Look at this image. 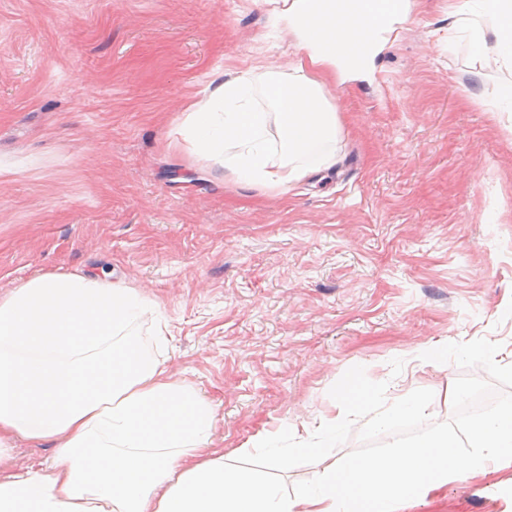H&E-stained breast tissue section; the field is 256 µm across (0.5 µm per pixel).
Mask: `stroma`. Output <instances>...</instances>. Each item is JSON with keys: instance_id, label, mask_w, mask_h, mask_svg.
Returning <instances> with one entry per match:
<instances>
[{"instance_id": "stroma-1", "label": "stroma", "mask_w": 512, "mask_h": 512, "mask_svg": "<svg viewBox=\"0 0 512 512\" xmlns=\"http://www.w3.org/2000/svg\"><path fill=\"white\" fill-rule=\"evenodd\" d=\"M451 23L448 0H413L370 81L325 88L335 165L282 190L170 145L212 69L299 57L266 0H0V296L56 272L137 289L145 351L215 407L225 460L260 472L247 442L334 416L356 366L379 413L449 379L512 405V369L485 353L512 344V118L478 104L501 76H473ZM433 343L448 371L419 358ZM467 424L438 403L327 453ZM511 478L404 512H512Z\"/></svg>"}]
</instances>
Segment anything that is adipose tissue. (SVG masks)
<instances>
[{"label":"adipose tissue","instance_id":"1","mask_svg":"<svg viewBox=\"0 0 512 512\" xmlns=\"http://www.w3.org/2000/svg\"><path fill=\"white\" fill-rule=\"evenodd\" d=\"M268 2L300 57L285 70L259 61L214 72L178 132L237 182L284 189L335 164L338 117L324 87L368 80L411 0ZM451 15L478 67L510 75L491 109L512 117V0H462ZM149 308L138 290L82 273L39 275L0 297V456L18 437L55 448L53 465L0 468V512H403L449 479L512 466L505 408L470 424L468 450L442 431L383 457L332 460L286 493L213 448L211 404L132 332ZM429 404L406 396L372 414L354 370L316 433H261L244 451L284 473L301 456H323L350 425L387 429L426 417Z\"/></svg>","mask_w":512,"mask_h":512}]
</instances>
